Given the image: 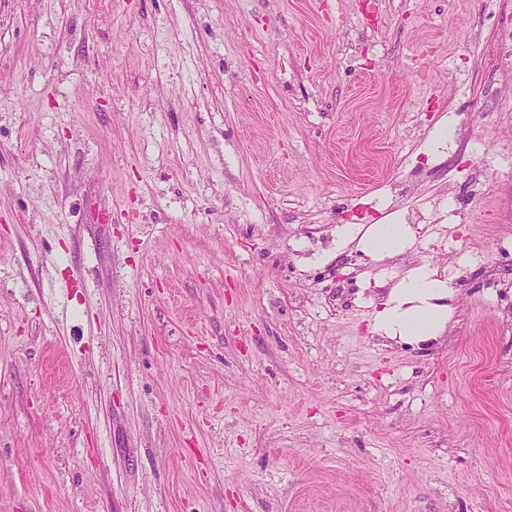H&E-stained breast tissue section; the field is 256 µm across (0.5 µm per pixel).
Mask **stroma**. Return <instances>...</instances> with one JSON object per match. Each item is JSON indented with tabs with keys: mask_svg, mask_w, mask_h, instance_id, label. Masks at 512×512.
Here are the masks:
<instances>
[{
	"mask_svg": "<svg viewBox=\"0 0 512 512\" xmlns=\"http://www.w3.org/2000/svg\"><path fill=\"white\" fill-rule=\"evenodd\" d=\"M500 10L0 0V512H512ZM411 241L409 224H372L360 235L357 244L366 254L382 259L403 251ZM448 278L429 265L414 268L400 279L382 302L374 317V331L380 336L407 343L438 339L450 321L453 309Z\"/></svg>",
	"mask_w": 512,
	"mask_h": 512,
	"instance_id": "1",
	"label": "stroma"
}]
</instances>
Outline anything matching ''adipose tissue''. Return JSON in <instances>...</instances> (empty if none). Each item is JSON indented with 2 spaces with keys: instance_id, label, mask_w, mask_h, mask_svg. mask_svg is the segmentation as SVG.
Returning <instances> with one entry per match:
<instances>
[{
  "instance_id": "1",
  "label": "adipose tissue",
  "mask_w": 512,
  "mask_h": 512,
  "mask_svg": "<svg viewBox=\"0 0 512 512\" xmlns=\"http://www.w3.org/2000/svg\"><path fill=\"white\" fill-rule=\"evenodd\" d=\"M339 246L357 242L366 254L381 259L406 249L412 229L406 224H373L367 229L345 224L336 231ZM452 292L446 278L422 265L400 279L374 317V330L380 336L407 343L438 339L450 321L453 310L447 300Z\"/></svg>"
}]
</instances>
